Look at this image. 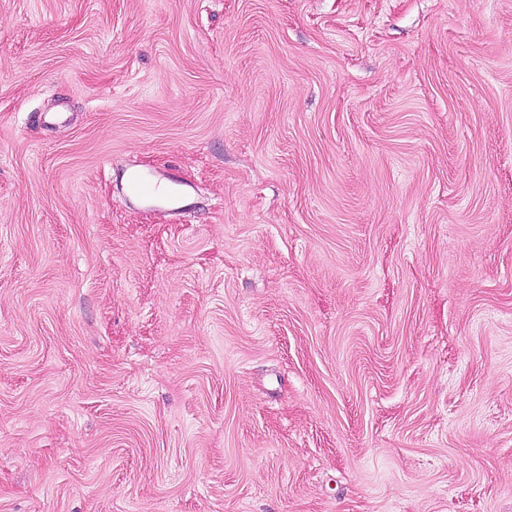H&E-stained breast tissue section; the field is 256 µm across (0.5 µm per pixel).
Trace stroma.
Returning a JSON list of instances; mask_svg holds the SVG:
<instances>
[{
  "label": "stroma",
  "mask_w": 512,
  "mask_h": 512,
  "mask_svg": "<svg viewBox=\"0 0 512 512\" xmlns=\"http://www.w3.org/2000/svg\"><path fill=\"white\" fill-rule=\"evenodd\" d=\"M0 512H512V0H0Z\"/></svg>",
  "instance_id": "obj_1"
}]
</instances>
